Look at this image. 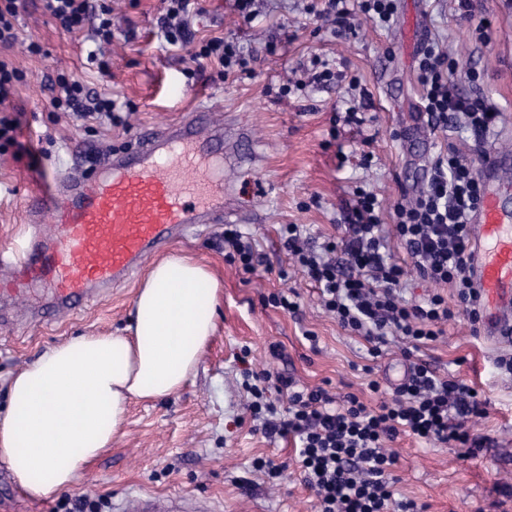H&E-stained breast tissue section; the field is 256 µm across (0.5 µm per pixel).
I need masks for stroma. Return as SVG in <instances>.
<instances>
[{
	"label": "stroma",
	"mask_w": 512,
	"mask_h": 512,
	"mask_svg": "<svg viewBox=\"0 0 512 512\" xmlns=\"http://www.w3.org/2000/svg\"><path fill=\"white\" fill-rule=\"evenodd\" d=\"M105 2L114 33L109 74H100L86 59L94 46L91 30H60L39 0H26L18 39L0 51L24 74L11 99L20 113V146L0 153V249L27 232L23 199L38 174L59 169L81 177L88 157L128 145L139 128L161 129L209 107L213 120L224 126L226 224L238 225L254 240L262 263L247 274L225 257V224L207 225L173 245L174 253L204 264L220 285L215 333L196 376L174 397L132 403L111 445L65 495L109 506L151 493L189 496L218 512H314L292 442L271 441L253 430L238 361L242 348H249L254 370L285 371L339 400L357 394L371 407L378 398L367 388L369 378L398 382L407 363L396 336L389 337L382 358L370 361L366 340L342 329L323 309L315 288L282 248L279 229L300 224L316 239L336 234L342 207L358 186L392 210L418 192L424 165L451 145L480 165L460 129L430 127L418 112L415 59L404 38L412 17L423 41L448 51L452 82L498 107L500 124L489 144L512 153V0H481L471 20L459 16L454 0H397L393 23L382 27L359 16L354 34L346 37L307 14L306 0H259L260 13L250 23L233 13L229 0H205V12L194 24L197 38L237 40L253 60V73L225 81L207 71L187 78L185 51L166 45L157 32L162 0ZM33 41L42 53L30 52ZM316 55L335 63L347 80L359 79L372 95L368 120L331 123L333 113L359 99L347 81L279 96L284 78ZM61 75L131 104L127 126L54 109L52 83ZM137 287L133 281L113 289L66 317L54 316L51 291L40 285L30 288L27 303L0 301L7 320L0 325V409L7 405L11 376L47 347L72 336L122 332ZM280 291L297 292V314L267 304V296ZM309 332L317 344L306 340ZM273 344L282 358L270 356ZM502 350V344L472 335L463 319L421 351L488 402L487 417L474 424L486 439L477 456L406 435L392 443L397 491L426 504V512H512V497L503 493L512 486V378L493 367ZM367 364L372 374L364 373ZM258 456L282 466L277 485L252 470ZM0 497L7 500V512H56L58 504L54 497H27L2 462Z\"/></svg>",
	"instance_id": "obj_1"
}]
</instances>
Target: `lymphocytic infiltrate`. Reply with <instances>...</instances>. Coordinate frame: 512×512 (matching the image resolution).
I'll return each mask as SVG.
<instances>
[{
  "instance_id": "f902f5d3",
  "label": "lymphocytic infiltrate",
  "mask_w": 512,
  "mask_h": 512,
  "mask_svg": "<svg viewBox=\"0 0 512 512\" xmlns=\"http://www.w3.org/2000/svg\"><path fill=\"white\" fill-rule=\"evenodd\" d=\"M61 29L92 27L97 44L112 41L108 7L96 0H41ZM157 25L167 44L185 49L197 70L214 66L219 77L247 69L248 59L237 43L213 36L196 40L191 25L202 14L201 0H163ZM397 10L396 0H322L310 6L316 18L334 25L343 36L354 14L384 25ZM448 54L425 43L418 55L420 106L431 126L461 125L474 149H482L500 122L498 108L482 94L460 91L448 80ZM21 71L0 58V148L17 145V118L5 111ZM53 98L56 108L122 124V108L106 96L90 92L76 79L61 78ZM482 201V183L473 166L456 150L438 154L416 198L385 212L377 194L358 188L345 207L343 235L314 244L298 224L284 225L281 240L289 258L315 286L323 308L350 333L364 337L368 354H384L387 337L397 336L407 348L409 366L401 381L389 386L368 382L380 395L369 407L357 395L336 401L320 386H305L283 372L244 371L248 408L255 429L268 439H289L305 486L314 495L315 512H421L417 503L397 496L392 474L395 456L388 445L406 434L424 443L453 445L475 455L485 440L473 421L485 415L486 402L465 381L438 372L419 352L444 333L457 318L478 325L481 295L469 267V223ZM392 235H385L384 223ZM397 240L406 260L396 259L389 246ZM412 262L426 282L453 288L420 301L403 295L405 262Z\"/></svg>"
}]
</instances>
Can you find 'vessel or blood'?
<instances>
[{
    "mask_svg": "<svg viewBox=\"0 0 512 512\" xmlns=\"http://www.w3.org/2000/svg\"><path fill=\"white\" fill-rule=\"evenodd\" d=\"M224 130L205 127L201 114L161 130H143L124 151L91 163L87 178L70 183L48 174L24 206L53 230L35 232L25 255L7 261L0 292L24 297L29 286L51 288L53 310L69 315L93 288L130 278L153 254L201 224L224 221ZM508 154L486 152L480 164L482 206L470 221L471 267L482 299L479 333L512 330V209L502 203ZM123 512H212L185 496L144 495Z\"/></svg>",
    "mask_w": 512,
    "mask_h": 512,
    "instance_id": "vessel-or-blood-1",
    "label": "vessel or blood"
}]
</instances>
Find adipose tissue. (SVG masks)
Wrapping results in <instances>:
<instances>
[{"label": "adipose tissue", "instance_id": "ef3b65f1", "mask_svg": "<svg viewBox=\"0 0 512 512\" xmlns=\"http://www.w3.org/2000/svg\"><path fill=\"white\" fill-rule=\"evenodd\" d=\"M219 285L194 259L154 262L126 335L75 336L15 373L0 413V461L34 500L73 485L108 447L131 400L176 395L215 331Z\"/></svg>", "mask_w": 512, "mask_h": 512}]
</instances>
